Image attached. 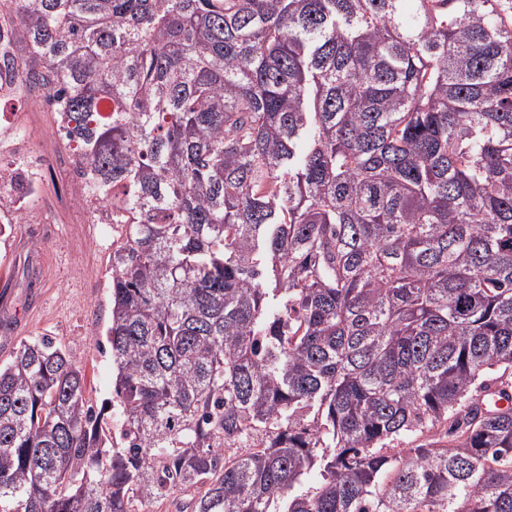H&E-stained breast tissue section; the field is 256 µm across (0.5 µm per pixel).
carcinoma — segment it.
<instances>
[{
  "mask_svg": "<svg viewBox=\"0 0 512 512\" xmlns=\"http://www.w3.org/2000/svg\"><path fill=\"white\" fill-rule=\"evenodd\" d=\"M10 2L120 232L110 397L0 365V512H512V0Z\"/></svg>",
  "mask_w": 512,
  "mask_h": 512,
  "instance_id": "1",
  "label": "carcinoma"
}]
</instances>
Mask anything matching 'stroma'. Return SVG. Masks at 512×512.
Instances as JSON below:
<instances>
[{
    "label": "stroma",
    "mask_w": 512,
    "mask_h": 512,
    "mask_svg": "<svg viewBox=\"0 0 512 512\" xmlns=\"http://www.w3.org/2000/svg\"><path fill=\"white\" fill-rule=\"evenodd\" d=\"M44 171L41 196L0 236V318L10 332L0 341V364L20 342L50 337L83 367L86 397L98 404L112 388L104 348L112 241L70 204L66 161L46 160Z\"/></svg>",
    "instance_id": "obj_1"
}]
</instances>
